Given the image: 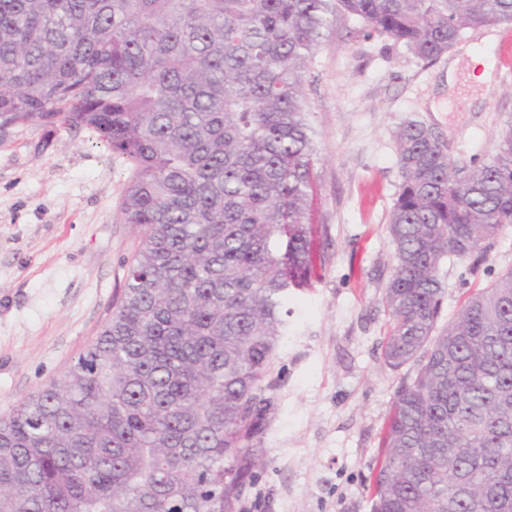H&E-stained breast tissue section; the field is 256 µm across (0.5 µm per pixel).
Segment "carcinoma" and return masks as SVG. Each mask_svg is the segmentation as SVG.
<instances>
[{"label": "carcinoma", "mask_w": 512, "mask_h": 512, "mask_svg": "<svg viewBox=\"0 0 512 512\" xmlns=\"http://www.w3.org/2000/svg\"><path fill=\"white\" fill-rule=\"evenodd\" d=\"M339 15L432 62L512 0H0V129L92 131L142 231L97 339L0 417V512H246L284 300L314 273L305 82ZM396 153L384 360L417 372L372 512H512V267L438 327L443 262L512 226V127L479 165L418 120Z\"/></svg>", "instance_id": "carcinoma-1"}]
</instances>
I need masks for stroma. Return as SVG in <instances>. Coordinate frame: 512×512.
<instances>
[{"label":"stroma","instance_id":"obj_1","mask_svg":"<svg viewBox=\"0 0 512 512\" xmlns=\"http://www.w3.org/2000/svg\"><path fill=\"white\" fill-rule=\"evenodd\" d=\"M503 33L512 24L468 34L424 62L350 17L325 32L305 84L317 131L321 263L311 287L288 296L250 512H371L391 401L416 372L383 357L388 223L402 182L395 132L416 119L452 160L488 159L512 124V74L499 71L512 44L500 42ZM478 48L491 56L490 82L449 91V64ZM130 175L87 129L0 131V416L60 380L110 320L140 238L121 213ZM509 267L512 229L491 242L479 270L444 264L441 322Z\"/></svg>","mask_w":512,"mask_h":512}]
</instances>
